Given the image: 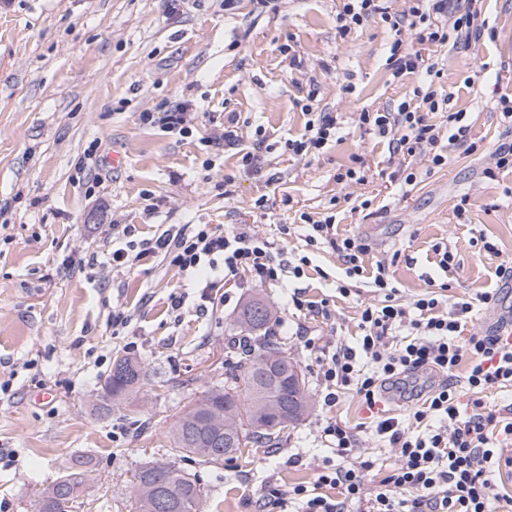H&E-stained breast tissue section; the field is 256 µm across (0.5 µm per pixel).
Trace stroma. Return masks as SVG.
I'll list each match as a JSON object with an SVG mask.
<instances>
[{"instance_id":"35a3bbf8","label":"stroma","mask_w":512,"mask_h":512,"mask_svg":"<svg viewBox=\"0 0 512 512\" xmlns=\"http://www.w3.org/2000/svg\"><path fill=\"white\" fill-rule=\"evenodd\" d=\"M0 0V512H36L43 489L72 457L93 460L73 512H136L134 474L151 460H171L202 491V512H259L266 488L313 485L333 453L320 438L329 421L352 434L351 459L366 463V492L399 463L379 441L377 417L407 418L399 393L367 408L353 388L324 402L320 352L354 343L369 287L344 297L335 288L344 267L324 244L306 245L301 213H336L341 235L371 246L366 266L385 262L402 302L428 284L448 296L500 292L499 264L512 262V172L485 177L496 147L512 140L499 119L512 102V0H485L494 38L469 46L424 45L425 61L444 71L448 109L468 117V154L454 146L447 166L413 163L417 183L402 191L384 144L357 123L362 109L408 99L416 76L393 80L386 65L391 33L372 22L344 37L338 0ZM290 45L292 53L282 52ZM315 93L319 108L339 113L342 140L315 159L288 153L304 131L301 107ZM180 102L195 114L193 135L180 139L145 126L143 112ZM237 119L245 143L264 134L262 176L245 174L237 156L208 159L201 138ZM119 155L101 182L88 186L86 150ZM364 163V183L340 184L338 169ZM233 176L225 185V176ZM368 209H360L362 200ZM467 200L463 216L455 207ZM144 234L169 224L222 230L247 224L277 243L282 265L308 256L301 278L253 284L225 278L214 310L199 309L201 290L159 255L133 268L113 266L112 223ZM496 243L482 251L479 235ZM455 260L436 264L435 248ZM326 302L329 316L288 307L293 289ZM184 295L172 313L171 295ZM263 299L275 315L268 333L303 367L313 403L273 446L223 464L170 455L178 417L224 382V345L239 335L241 303ZM129 326L112 332V316ZM137 359L142 386L109 417L94 406L116 354ZM47 401H39V394Z\"/></svg>"}]
</instances>
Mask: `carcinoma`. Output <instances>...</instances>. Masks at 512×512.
Segmentation results:
<instances>
[{
    "label": "carcinoma",
    "mask_w": 512,
    "mask_h": 512,
    "mask_svg": "<svg viewBox=\"0 0 512 512\" xmlns=\"http://www.w3.org/2000/svg\"><path fill=\"white\" fill-rule=\"evenodd\" d=\"M254 301L244 303L238 314L246 336L227 343L224 359V385L209 389L193 408L182 414L172 429L173 451L202 456L204 449L221 441L215 463L242 453L258 443L275 442L288 426L298 422L310 407L305 374L297 360L287 355L282 344L260 330L273 312L256 316ZM144 379L138 361L123 354L116 356L112 371L104 378L98 410L112 413L124 397L140 387ZM137 512H156L152 486L160 481L175 486L176 512H200L201 491L195 480L172 463L158 472L140 468L135 473ZM81 482H64L41 493V512H65L63 503L76 501Z\"/></svg>",
    "instance_id": "1"
}]
</instances>
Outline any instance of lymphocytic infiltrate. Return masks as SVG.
<instances>
[{
	"mask_svg": "<svg viewBox=\"0 0 512 512\" xmlns=\"http://www.w3.org/2000/svg\"><path fill=\"white\" fill-rule=\"evenodd\" d=\"M407 2V7L394 12L386 0H339L336 22L345 36L368 22L384 23L393 38L386 60L392 77L425 75L412 97L396 108L365 109L358 115L359 126L386 143L390 157L397 159L402 170L403 185L410 187L417 182L413 157H426L436 168L447 166L441 140L465 145L470 153L477 149L476 144L464 142V112H448L451 96L438 91L441 68L425 64L419 48L447 44L454 35L478 42L489 26L484 0H465L464 7L456 10L450 9V0ZM302 110L308 117L305 131L288 140L285 147L294 156L313 158L330 143L338 142L340 121L337 113L316 111L310 102ZM443 111L448 114L447 125L431 121V114ZM203 143L219 154L235 152L243 170L262 174L264 137H257L248 149L237 129L226 126L204 138ZM299 219L305 226L308 245L320 242L336 251L345 265V276L337 280L336 288L341 294L350 293V280L365 272L368 244L356 235L338 236L335 215L316 218L303 213ZM135 232V225L113 224V236L123 242L110 254L113 265L130 267L144 254L160 253L191 275L205 267L225 277L248 271L256 283L265 284L279 280L283 272L275 260V243L241 225L220 233L208 224H172L158 236L141 240L135 239ZM372 286L378 300L361 313L358 347L337 346L323 365V380L331 388L327 401L335 400V388L351 386L371 407L386 386L396 385L402 377L428 369L441 373L443 379L418 393L408 420L394 416L378 419L377 436L398 448L400 457L383 489L365 493L361 467L347 462L352 451L350 431L329 422L321 428L320 437L338 457V464L324 467L316 488L297 485L288 490L272 489L275 506L281 512L292 503L299 504L301 512H345L352 503L361 506L362 512H488L493 502L497 512H512V494L498 492L491 467L501 436H512V420L487 409L477 399L468 409L459 402L464 391L477 396L493 387L512 385V343L486 334L464 341L459 338L474 304L492 303L494 294L483 292L472 300L450 302L429 291L406 305L400 302L398 290L382 266ZM467 356L472 359L467 372L456 375V368ZM428 419L438 420L436 430L424 436L411 433V424ZM325 486L336 489L337 497L322 494Z\"/></svg>",
	"mask_w": 512,
	"mask_h": 512,
	"instance_id": "f902f5d3",
	"label": "lymphocytic infiltrate"
}]
</instances>
